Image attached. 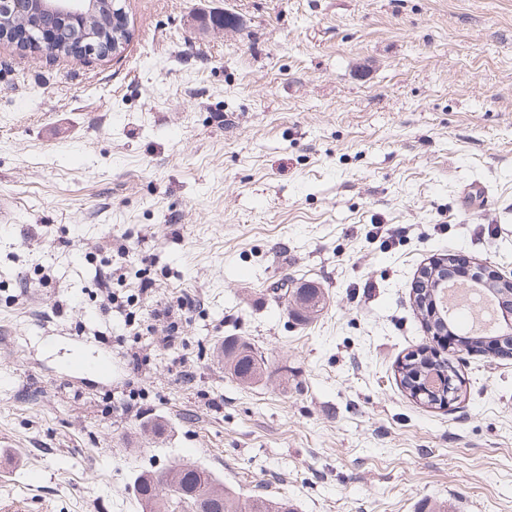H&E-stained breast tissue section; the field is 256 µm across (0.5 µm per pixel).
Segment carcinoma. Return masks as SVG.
Returning <instances> with one entry per match:
<instances>
[{
  "mask_svg": "<svg viewBox=\"0 0 512 512\" xmlns=\"http://www.w3.org/2000/svg\"><path fill=\"white\" fill-rule=\"evenodd\" d=\"M71 31L67 26H57L55 41L35 46L29 50L34 55L58 56L68 54ZM416 298L424 307L420 308L427 326L436 324L432 315L431 288H421ZM298 301L308 316L317 314L320 304L319 292L315 288H298L295 291ZM224 364L232 378L240 383H249L261 376L264 362L246 343L225 340L220 345ZM454 372L451 360L444 356H428L421 351H411L400 364V377L403 388L411 397H416L415 389L424 376L436 372ZM222 482L206 467L174 465L163 471H143L134 479V490L140 506L150 512H176L179 507L190 509L208 505L206 512H294L293 504L286 499H269L255 495L247 503L230 491H223V498L213 499L211 494L218 490Z\"/></svg>",
  "mask_w": 512,
  "mask_h": 512,
  "instance_id": "carcinoma-1",
  "label": "carcinoma"
}]
</instances>
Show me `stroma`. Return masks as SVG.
Here are the masks:
<instances>
[{
	"mask_svg": "<svg viewBox=\"0 0 512 512\" xmlns=\"http://www.w3.org/2000/svg\"><path fill=\"white\" fill-rule=\"evenodd\" d=\"M126 11L117 56L0 42V512H142L136 475L175 464L296 512H512V357L452 348L442 407L397 371L434 344L422 268L512 279V0ZM113 267L133 311L146 275L159 303L195 298L174 347L103 299ZM283 280L321 289L314 319ZM227 338L266 376L234 380ZM102 354L109 378L74 370Z\"/></svg>",
	"mask_w": 512,
	"mask_h": 512,
	"instance_id": "obj_1",
	"label": "stroma"
}]
</instances>
